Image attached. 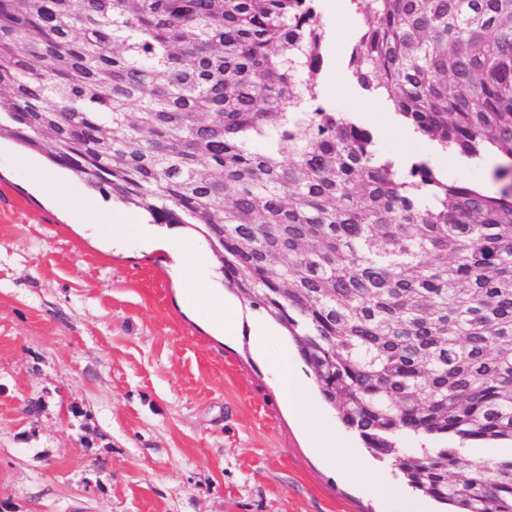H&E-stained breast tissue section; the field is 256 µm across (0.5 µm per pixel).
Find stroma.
I'll return each mask as SVG.
<instances>
[{
  "instance_id": "35a3bbf8",
  "label": "stroma",
  "mask_w": 512,
  "mask_h": 512,
  "mask_svg": "<svg viewBox=\"0 0 512 512\" xmlns=\"http://www.w3.org/2000/svg\"><path fill=\"white\" fill-rule=\"evenodd\" d=\"M349 48L330 41L337 78L320 81L321 101L378 132L388 107L357 84ZM48 164L0 140V500L14 512H399L302 432L250 334L263 313L225 290L217 261L209 282L235 308L236 335L188 301L177 264L183 242L208 249L202 235L163 224L143 242L141 213L68 174L78 195L123 211L125 239L110 242L56 203ZM317 408L337 445L394 479Z\"/></svg>"
}]
</instances>
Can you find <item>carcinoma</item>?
Returning a JSON list of instances; mask_svg holds the SVG:
<instances>
[{"label": "carcinoma", "mask_w": 512, "mask_h": 512, "mask_svg": "<svg viewBox=\"0 0 512 512\" xmlns=\"http://www.w3.org/2000/svg\"><path fill=\"white\" fill-rule=\"evenodd\" d=\"M316 2L0 0V136L202 233L414 492L512 512V454H465L512 445V192L397 168L320 103ZM349 2L362 90L445 151L512 159V0Z\"/></svg>", "instance_id": "obj_1"}]
</instances>
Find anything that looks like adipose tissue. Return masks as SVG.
<instances>
[{
    "label": "adipose tissue",
    "instance_id": "ef3b65f1",
    "mask_svg": "<svg viewBox=\"0 0 512 512\" xmlns=\"http://www.w3.org/2000/svg\"><path fill=\"white\" fill-rule=\"evenodd\" d=\"M43 177L53 184L58 205L68 210L76 221L93 226L121 223L122 214L102 212L95 203L77 195L57 171L46 170ZM277 382L281 395L293 406L302 428L314 438L318 450L334 464L349 457L348 449L337 447L335 439L321 430L315 408L305 393L289 356H282L279 361Z\"/></svg>",
    "mask_w": 512,
    "mask_h": 512
}]
</instances>
